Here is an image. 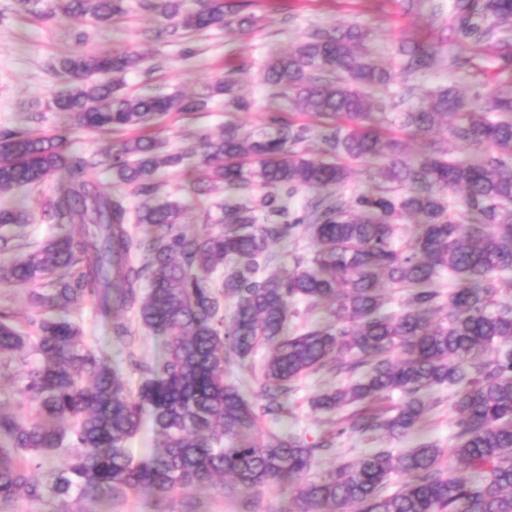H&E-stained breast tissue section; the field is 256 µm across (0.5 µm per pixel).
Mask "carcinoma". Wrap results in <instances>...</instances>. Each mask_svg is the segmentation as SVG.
Wrapping results in <instances>:
<instances>
[{
	"instance_id": "1",
	"label": "carcinoma",
	"mask_w": 512,
	"mask_h": 512,
	"mask_svg": "<svg viewBox=\"0 0 512 512\" xmlns=\"http://www.w3.org/2000/svg\"><path fill=\"white\" fill-rule=\"evenodd\" d=\"M168 23L143 31L147 41L185 39L213 27L251 30L260 18L240 14L229 0H139ZM126 0H53L50 15L121 19ZM461 41L482 33L512 32V0H455L450 23ZM403 69L430 68L435 52L400 46ZM134 49L80 54L50 64L67 86L53 108L71 124L52 135L26 127L0 129V192L38 187L63 174L66 187L49 199L54 224L85 225L38 250L23 247L11 228L28 223L23 206L0 207V285L25 288L37 318L22 333L0 307V362L25 347L24 395L30 413L0 408V503L19 495L65 507L87 495L118 499L134 490L168 498L191 485L229 476L235 488L257 493L270 484L295 490L289 512H512V94H473L465 100L441 88L410 112H389L369 90L390 72L357 27L312 30L262 66L263 80L320 120L296 123L276 109L258 132L224 123L178 152L158 138L138 135L107 153L75 155L72 130H147L172 112H206L217 97L227 112L252 102L236 80L223 76L195 94L122 91L141 68ZM400 122L424 139L448 125V135L470 148L464 160L432 141L405 156L383 125ZM339 156L374 165L378 185L346 200L336 196L349 177ZM194 161L204 170L190 190L197 199L215 184L220 229L189 233L182 224L191 202L158 196L157 174ZM104 166L141 204L131 207L85 180ZM252 188L262 190L250 199ZM313 193L296 207L301 191ZM459 196L466 221L455 218ZM415 218L416 231L396 244L398 221ZM311 238L317 248L293 266L268 272L270 247ZM223 272L221 285L211 277ZM388 288L404 295L389 306ZM90 301L108 321L112 342L136 339L118 312L166 344L152 363H134L140 378L130 390L119 369L87 348L70 310ZM234 303L230 312L224 301ZM296 302L325 312L322 321L289 329ZM265 345L257 391L224 381V365L251 358ZM344 376L345 383L313 395V411L342 428L309 440L288 426V396L305 375ZM448 389L454 450L421 442L407 451L376 448L318 479L308 474L334 446L335 435L415 434L431 409L423 395ZM398 393L401 403L382 402ZM159 445L134 460L127 448L143 419ZM266 431L254 437L260 424ZM70 449L65 463L38 475L42 462ZM393 475L406 477L383 494Z\"/></svg>"
}]
</instances>
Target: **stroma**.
<instances>
[{
  "label": "stroma",
  "instance_id": "35a3bbf8",
  "mask_svg": "<svg viewBox=\"0 0 512 512\" xmlns=\"http://www.w3.org/2000/svg\"><path fill=\"white\" fill-rule=\"evenodd\" d=\"M454 0H246L247 12L261 22L249 32L213 29L193 35L196 53L184 57L182 44L173 39L142 43L140 34L157 28L161 16L142 11L137 0H128V13L122 20L97 24L87 18L55 16L22 19L14 10V0H0V128L33 125L40 133L69 129L66 114L55 111L52 101L64 89V77L51 71L55 60L76 53H94L132 47L145 53L143 67L128 74L124 89L138 92L152 87L160 93H200L225 71H234L243 91L253 101L247 112L225 111L222 103L213 110L192 114H172L153 136L162 139L168 150L179 151L185 142L201 132H220L232 121L248 130L259 129L269 108L277 100L264 85L262 63L272 54L287 51L304 40L314 27L347 28L368 31L370 43L387 67L392 79L376 91V98L394 101L399 111L416 107L429 92L448 86L471 95L512 90V62L502 60L496 38H483L469 44L458 43L449 29ZM84 32L76 41L74 31ZM421 42L437 53V64L427 70L404 71L396 53L404 42ZM38 113L29 121V113ZM58 188L57 179L25 192L0 193V206L25 203L32 221L21 230L25 251H33L59 233L58 225L42 218L45 202ZM84 331V341L97 354L115 363L125 356L112 344L108 327L90 301H80L72 313ZM336 376L318 374L302 378L288 400L290 426L319 435L331 431L325 416L315 413L309 399L323 389L337 385ZM401 449V442L383 436L358 438L342 434L336 446L317 458L313 472L323 475L376 448ZM292 491L276 484L248 495L230 493L221 487H194L178 490L168 502L169 512H180L191 502L195 512H288ZM69 512H159L153 497L128 492L119 499L86 497L68 507Z\"/></svg>",
  "mask_w": 512,
  "mask_h": 512
}]
</instances>
